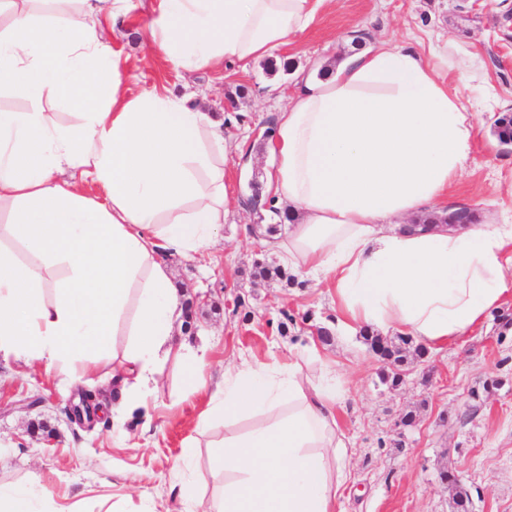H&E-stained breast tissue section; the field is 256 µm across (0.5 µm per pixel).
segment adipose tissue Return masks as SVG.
Segmentation results:
<instances>
[{
  "label": "adipose tissue",
  "mask_w": 512,
  "mask_h": 512,
  "mask_svg": "<svg viewBox=\"0 0 512 512\" xmlns=\"http://www.w3.org/2000/svg\"><path fill=\"white\" fill-rule=\"evenodd\" d=\"M128 0H0V356L66 366L75 380L106 351L121 398L112 419L149 416L156 375L178 358L204 387L203 351L178 343L183 309L166 259H194L224 223L226 147L193 96L129 95L112 45ZM324 0H157L151 46L177 70L273 56ZM477 127L437 66L393 42L297 86L272 142L268 195L287 207L267 251L332 285L336 332L368 329L438 348L512 296V218L412 227L440 208ZM93 183L98 193L83 192ZM345 391L314 346L239 357L210 395L224 435L210 450L206 512H342ZM38 476L0 486V512H40Z\"/></svg>",
  "instance_id": "1"
}]
</instances>
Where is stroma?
<instances>
[{
    "mask_svg": "<svg viewBox=\"0 0 512 512\" xmlns=\"http://www.w3.org/2000/svg\"><path fill=\"white\" fill-rule=\"evenodd\" d=\"M129 6L120 41L130 55L128 93L155 87L192 94L203 111L223 118L229 148L255 154L246 172L235 156L224 162L232 202L218 241L196 259L170 260L186 298L197 301L192 326L177 330L205 349L207 388L187 390L181 365L171 361L158 377L150 429L136 416L118 428L108 417L87 427L69 420L66 410L79 389L116 403L111 354L74 385L26 360L0 358V484L34 473L67 512H101L106 504L119 512H166L175 467L189 454L197 491L209 494V450L188 446L200 438L208 391L223 383L226 362L242 352L263 359L313 341L348 391L336 406L352 444L343 512H454L440 477L446 470L468 490L470 512H512V332L503 327L512 322V300L441 350L409 355L405 382L390 386L361 336L317 340V329L334 319L327 285L252 280L255 261L269 254L261 235H242L243 225L270 216L250 199L263 193L274 169L269 132L289 93L299 81L334 72L359 38L369 46L406 37L426 58L444 45L458 57L481 58L475 77L458 68L441 72L449 85L467 80L496 100L492 111L474 115L478 137L445 203L477 214L490 205L512 214V151L502 150L494 135L498 117L512 113V0H326L306 32L275 56L195 72L174 70L152 51V0ZM285 311L294 321L282 334L276 324ZM408 414L413 422L406 426Z\"/></svg>",
    "mask_w": 512,
    "mask_h": 512,
    "instance_id": "35a3bbf8",
    "label": "stroma"
}]
</instances>
